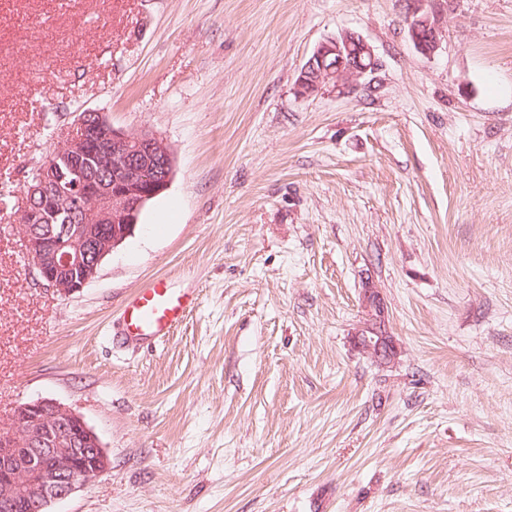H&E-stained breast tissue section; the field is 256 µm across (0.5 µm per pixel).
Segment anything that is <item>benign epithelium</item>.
Segmentation results:
<instances>
[{
  "instance_id": "7a95c632",
  "label": "benign epithelium",
  "mask_w": 512,
  "mask_h": 512,
  "mask_svg": "<svg viewBox=\"0 0 512 512\" xmlns=\"http://www.w3.org/2000/svg\"><path fill=\"white\" fill-rule=\"evenodd\" d=\"M427 0H411L406 25L415 47L431 56L439 31ZM378 68L372 46L343 33L322 41L298 77L303 94L358 85ZM174 175L168 144L150 130L128 134L105 113L86 110L66 138L24 185L18 217L33 272L62 296L81 291L103 259L139 224L146 204ZM365 326L354 346L381 365L393 363L398 344L385 328L386 311L372 283L362 289ZM110 466L98 435L84 418L52 399L19 405L12 428L0 432V512H49V506Z\"/></svg>"
}]
</instances>
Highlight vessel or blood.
<instances>
[{"label": "vessel or blood", "instance_id": "b4317fda", "mask_svg": "<svg viewBox=\"0 0 512 512\" xmlns=\"http://www.w3.org/2000/svg\"><path fill=\"white\" fill-rule=\"evenodd\" d=\"M197 300L195 292L174 289L164 279L153 281L124 305L120 331L124 343L136 345L170 335Z\"/></svg>", "mask_w": 512, "mask_h": 512}]
</instances>
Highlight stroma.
Instances as JSON below:
<instances>
[{
    "instance_id": "1",
    "label": "stroma",
    "mask_w": 512,
    "mask_h": 512,
    "mask_svg": "<svg viewBox=\"0 0 512 512\" xmlns=\"http://www.w3.org/2000/svg\"><path fill=\"white\" fill-rule=\"evenodd\" d=\"M0 0V429L53 399L109 469L51 512H512V0ZM350 32L379 68L299 95ZM175 171L96 278L38 283L32 171L80 112ZM159 277L171 332L114 334ZM372 281L400 347L354 348ZM427 0H412L406 19L409 35L415 47L431 56L439 48V31L426 8ZM197 300L194 291L177 290L166 279H157L126 301L120 336L131 345L169 336Z\"/></svg>"
}]
</instances>
